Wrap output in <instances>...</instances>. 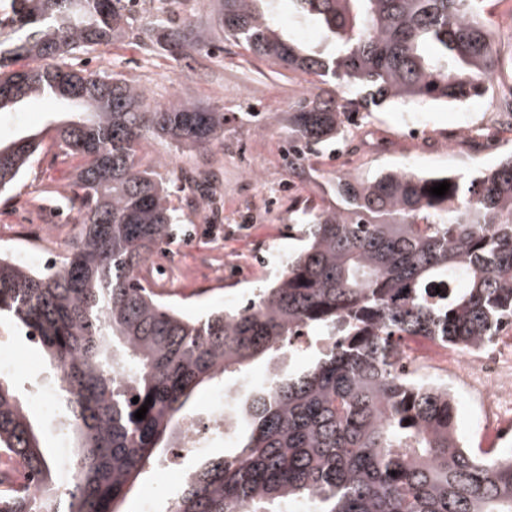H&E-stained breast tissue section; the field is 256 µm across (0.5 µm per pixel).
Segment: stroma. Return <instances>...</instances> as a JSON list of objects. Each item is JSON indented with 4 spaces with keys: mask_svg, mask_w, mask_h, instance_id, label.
<instances>
[{
    "mask_svg": "<svg viewBox=\"0 0 512 512\" xmlns=\"http://www.w3.org/2000/svg\"><path fill=\"white\" fill-rule=\"evenodd\" d=\"M218 7L219 0H167V27L198 24L211 44L209 51L177 61L161 48L124 39L104 48L100 59L76 60L91 71L104 69L135 79L155 103L200 102L225 116L224 140L209 151L159 138L148 140L143 151L144 164L157 165L159 174L169 179L183 231L162 247V271L146 268L142 274L152 280L156 293L181 303L191 314L249 298L281 256L299 246L298 204L335 205L337 176L365 179L405 166L426 173H465L491 167L501 152L512 151V126L500 117L494 98H477L462 108L385 107L351 128L352 150H339L333 143L322 146L308 155L305 179H293L284 154L287 117L308 96L309 85L303 76L279 72L268 62H242L240 49L209 26ZM65 109L61 101L38 98L0 112V141L39 132L49 113ZM268 112L276 113L279 121L266 132L259 120ZM461 125L469 127L471 140L453 139ZM412 126L424 129L427 139L447 140L446 153L433 156L410 142L407 131ZM43 145L39 162L8 197L0 198L1 248L16 237L36 236L62 191L74 189L77 159L62 153L52 138H45ZM229 259L246 266L247 279L215 278V271ZM1 350L15 361L11 379L16 391L32 398L36 384L50 379L42 350L7 319L0 321ZM447 381L456 395L457 419L466 439L483 448L496 447V439L478 424L482 396L457 374H449ZM199 461V456H184L180 469L168 475L150 469L127 497L124 512H143L147 492L162 496L179 488L186 471Z\"/></svg>",
    "mask_w": 512,
    "mask_h": 512,
    "instance_id": "1",
    "label": "stroma"
}]
</instances>
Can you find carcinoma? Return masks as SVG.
Listing matches in <instances>:
<instances>
[{"label":"carcinoma","instance_id":"carcinoma-1","mask_svg":"<svg viewBox=\"0 0 512 512\" xmlns=\"http://www.w3.org/2000/svg\"><path fill=\"white\" fill-rule=\"evenodd\" d=\"M131 2L0 0V112L26 98L66 102L71 111L47 131L79 157L68 201L78 245L42 269L0 253V316L49 357L73 478L59 482L0 374V458H22L31 474L29 487L0 488V512H122L146 469L178 447L200 386L279 356L301 335L329 344L302 372L247 392L233 452L204 459L158 512H287L289 502L314 512H512V455L468 446L448 386L397 364L408 339L471 354L512 325V151L471 175L404 167L338 178L336 205L299 208L302 245L279 274L240 305L189 315L140 276L178 225L140 153L152 137L207 151L224 141V113L153 105L134 79L69 62L129 34L156 43L163 0L140 24ZM273 2L222 0L213 26L245 56L309 78L313 92L288 115L294 175L303 148L349 141L351 115L461 108L489 92L501 65L487 0H288L328 50L282 37ZM206 48L190 22L165 41L176 59ZM42 142L0 143V193L39 160ZM443 181L446 194L431 195Z\"/></svg>","mask_w":512,"mask_h":512}]
</instances>
